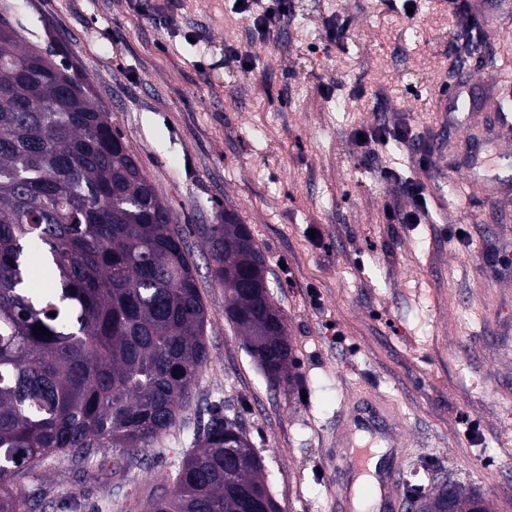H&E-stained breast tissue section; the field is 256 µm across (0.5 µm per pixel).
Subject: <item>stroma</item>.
<instances>
[{
  "mask_svg": "<svg viewBox=\"0 0 512 512\" xmlns=\"http://www.w3.org/2000/svg\"><path fill=\"white\" fill-rule=\"evenodd\" d=\"M291 3L283 28L255 38L233 0H184L172 28L129 0H0L24 42L53 45L111 112L184 230L209 314L210 363L178 425L138 452L100 449L86 470L52 458L35 470L38 512H146L153 474L192 450L213 408L249 435L283 512H334L352 493L336 437L374 400L394 405L409 452L386 466L452 476L512 512V268L484 261L512 251V195L462 193L484 133L439 121L448 87L467 86L488 119L512 92V0H473V33L440 0ZM336 20L350 26L341 48L326 38ZM362 123L405 124L446 150L424 172L381 148L400 175L385 180L354 140ZM418 177L430 223H388ZM226 208L265 256L298 389L270 388L224 317L204 229Z\"/></svg>",
  "mask_w": 512,
  "mask_h": 512,
  "instance_id": "1",
  "label": "stroma"
}]
</instances>
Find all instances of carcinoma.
I'll list each match as a JSON object with an SVG mask.
<instances>
[{"label":"carcinoma","mask_w":512,"mask_h":512,"mask_svg":"<svg viewBox=\"0 0 512 512\" xmlns=\"http://www.w3.org/2000/svg\"><path fill=\"white\" fill-rule=\"evenodd\" d=\"M207 228L224 316L246 337L271 387L298 384L287 326L264 258L238 213ZM56 316H50V313ZM208 311L173 211L65 60L23 48L0 17V512H33L16 478L49 457L150 447L175 428L210 362ZM48 330L33 333L34 325ZM251 440L210 411L196 449L161 477L148 512H251L265 486ZM418 512H441L444 487L419 486ZM455 512H491L454 487Z\"/></svg>","instance_id":"carcinoma-1"}]
</instances>
